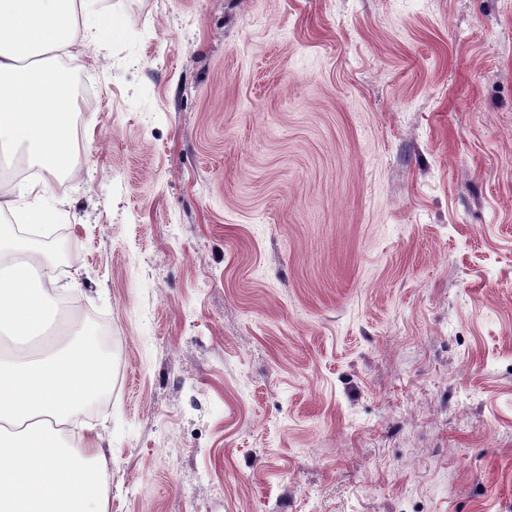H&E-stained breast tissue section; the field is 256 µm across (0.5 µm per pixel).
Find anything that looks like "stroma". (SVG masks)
I'll return each mask as SVG.
<instances>
[{
    "label": "stroma",
    "instance_id": "1",
    "mask_svg": "<svg viewBox=\"0 0 512 512\" xmlns=\"http://www.w3.org/2000/svg\"><path fill=\"white\" fill-rule=\"evenodd\" d=\"M95 5L45 203L110 512H512V0Z\"/></svg>",
    "mask_w": 512,
    "mask_h": 512
}]
</instances>
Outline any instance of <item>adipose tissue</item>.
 Segmentation results:
<instances>
[{
    "mask_svg": "<svg viewBox=\"0 0 512 512\" xmlns=\"http://www.w3.org/2000/svg\"><path fill=\"white\" fill-rule=\"evenodd\" d=\"M112 34L88 0H0V155L20 148L50 175L69 169L79 104L58 62ZM18 203L31 223L50 217L44 181L0 187V210ZM57 288L51 257L0 226V335H43ZM111 375L87 341L0 357V512H108L103 437L72 425Z\"/></svg>",
    "mask_w": 512,
    "mask_h": 512,
    "instance_id": "adipose-tissue-1",
    "label": "adipose tissue"
}]
</instances>
